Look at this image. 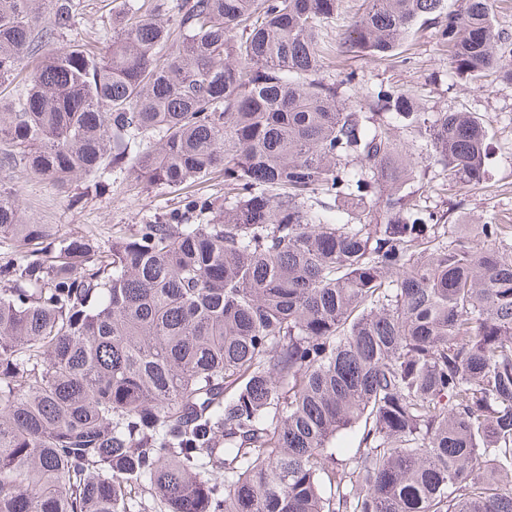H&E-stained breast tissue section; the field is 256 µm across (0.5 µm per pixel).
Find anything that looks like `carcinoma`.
I'll list each match as a JSON object with an SVG mask.
<instances>
[{
  "label": "carcinoma",
  "instance_id": "obj_1",
  "mask_svg": "<svg viewBox=\"0 0 512 512\" xmlns=\"http://www.w3.org/2000/svg\"><path fill=\"white\" fill-rule=\"evenodd\" d=\"M0 0V77L42 51L0 165L181 193L100 247L0 192V512H512V224L419 205L486 182L485 120L326 75L339 0ZM445 0H363L343 56L392 54ZM439 30L512 82L493 0ZM217 175L224 199L188 188ZM358 428L356 446L337 444ZM81 1H83V7L74 31L67 37H60L54 46L63 45L67 39L74 37L94 42L99 40L106 31L112 34V14L119 10L122 0Z\"/></svg>",
  "mask_w": 512,
  "mask_h": 512
}]
</instances>
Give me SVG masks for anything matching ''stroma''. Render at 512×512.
Returning <instances> with one entry per match:
<instances>
[{"label":"stroma","instance_id":"obj_1","mask_svg":"<svg viewBox=\"0 0 512 512\" xmlns=\"http://www.w3.org/2000/svg\"><path fill=\"white\" fill-rule=\"evenodd\" d=\"M121 0H83L75 37L94 42L112 28ZM439 20L424 22L405 39L393 57H358L324 61L327 73L355 72L361 88L390 84L418 99L425 111H469L488 123L489 177L479 190H463L434 180L421 199L424 206L447 212L453 224L512 221V83L487 78L473 89L458 75L439 47ZM0 190L19 197L23 217L32 224H48L57 235H84L98 243L112 239L114 228L155 221L175 207L176 194L165 187H135L127 171H113L104 194L88 192L79 179L58 188L19 168L0 167Z\"/></svg>","mask_w":512,"mask_h":512}]
</instances>
